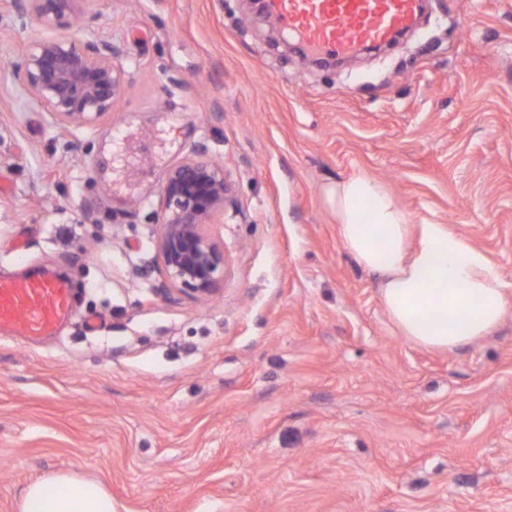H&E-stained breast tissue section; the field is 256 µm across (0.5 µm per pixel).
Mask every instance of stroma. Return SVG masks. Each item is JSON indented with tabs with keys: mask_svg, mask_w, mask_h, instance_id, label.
I'll list each match as a JSON object with an SVG mask.
<instances>
[{
	"mask_svg": "<svg viewBox=\"0 0 512 512\" xmlns=\"http://www.w3.org/2000/svg\"><path fill=\"white\" fill-rule=\"evenodd\" d=\"M67 33L121 44L127 88L63 136L14 77L46 30L0 18V279L76 292L55 336H0V512L59 472L116 512H512V309L452 352L401 336L324 196L365 173L512 297V0H423L341 68L250 0H87ZM200 145L226 272L159 297V193Z\"/></svg>",
	"mask_w": 512,
	"mask_h": 512,
	"instance_id": "obj_1",
	"label": "stroma"
}]
</instances>
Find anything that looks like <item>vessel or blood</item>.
Listing matches in <instances>:
<instances>
[{
  "label": "vessel or blood",
  "mask_w": 512,
  "mask_h": 512,
  "mask_svg": "<svg viewBox=\"0 0 512 512\" xmlns=\"http://www.w3.org/2000/svg\"><path fill=\"white\" fill-rule=\"evenodd\" d=\"M421 0H265V9L312 54L347 55L383 44L410 28ZM70 282L32 274L0 279V331L38 337L55 333L73 310Z\"/></svg>",
  "instance_id": "b4317fda"
}]
</instances>
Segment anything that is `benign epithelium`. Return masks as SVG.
I'll return each instance as SVG.
<instances>
[{"mask_svg": "<svg viewBox=\"0 0 512 512\" xmlns=\"http://www.w3.org/2000/svg\"><path fill=\"white\" fill-rule=\"evenodd\" d=\"M85 0H7L4 8L30 14L55 35L28 44L15 68L16 79L68 132L93 125L112 111L126 87L123 50L108 39L76 43L62 33ZM224 167L198 147L174 166L161 190L159 231L153 241L163 279L159 294L173 287L209 297L225 271L224 249L206 232L207 224L230 203Z\"/></svg>", "mask_w": 512, "mask_h": 512, "instance_id": "7a95c632", "label": "benign epithelium"}]
</instances>
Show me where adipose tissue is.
Returning <instances> with one entry per match:
<instances>
[{
  "instance_id": "ef3b65f1",
  "label": "adipose tissue",
  "mask_w": 512,
  "mask_h": 512,
  "mask_svg": "<svg viewBox=\"0 0 512 512\" xmlns=\"http://www.w3.org/2000/svg\"><path fill=\"white\" fill-rule=\"evenodd\" d=\"M339 239L378 277L386 313L402 336L453 351L491 336L508 299L497 265L449 225L412 223L395 199L367 175L330 184ZM21 512H115L99 483L60 473L27 487Z\"/></svg>"
}]
</instances>
